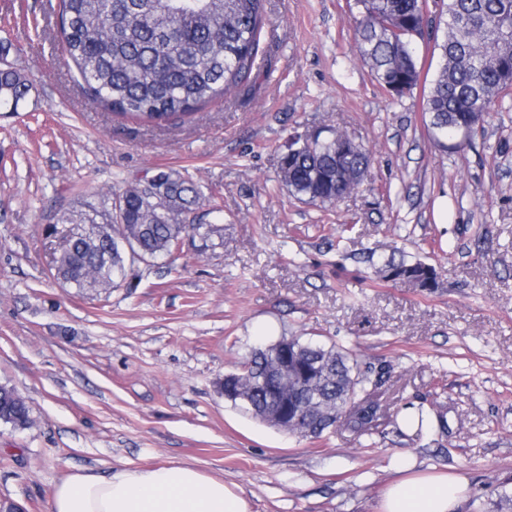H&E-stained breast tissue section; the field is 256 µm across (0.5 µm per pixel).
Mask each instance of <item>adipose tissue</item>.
Returning <instances> with one entry per match:
<instances>
[{
    "label": "adipose tissue",
    "instance_id": "adipose-tissue-1",
    "mask_svg": "<svg viewBox=\"0 0 512 512\" xmlns=\"http://www.w3.org/2000/svg\"><path fill=\"white\" fill-rule=\"evenodd\" d=\"M377 512H456L466 499V476L417 469L408 456L394 465ZM48 512H250L248 501L223 477L184 463L89 470L65 476L54 487Z\"/></svg>",
    "mask_w": 512,
    "mask_h": 512
}]
</instances>
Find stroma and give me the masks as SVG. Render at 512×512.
I'll return each instance as SVG.
<instances>
[{
	"mask_svg": "<svg viewBox=\"0 0 512 512\" xmlns=\"http://www.w3.org/2000/svg\"><path fill=\"white\" fill-rule=\"evenodd\" d=\"M0 67L32 88L0 112V385L34 420L0 424V501L48 512L67 474L191 464L241 490L251 512H375L411 454L458 470L457 512L512 489V94L462 141L423 100L447 21L426 0L421 81L394 97L356 55L354 0H265L249 79L191 120L145 124L92 102L61 51L58 0H0ZM337 128L372 166L333 204L288 192L296 135ZM177 171L211 197L209 248L134 263L106 292L57 280L53 257L112 191ZM435 267L433 288L383 278L388 261ZM299 336L388 367L375 421L288 436L218 389L252 350ZM422 412V426L404 423Z\"/></svg>",
	"mask_w": 512,
	"mask_h": 512,
	"instance_id": "35a3bbf8",
	"label": "stroma"
}]
</instances>
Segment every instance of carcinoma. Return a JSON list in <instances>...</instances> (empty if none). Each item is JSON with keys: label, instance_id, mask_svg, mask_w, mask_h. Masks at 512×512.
Masks as SVG:
<instances>
[{"label": "carcinoma", "instance_id": "1", "mask_svg": "<svg viewBox=\"0 0 512 512\" xmlns=\"http://www.w3.org/2000/svg\"><path fill=\"white\" fill-rule=\"evenodd\" d=\"M358 57L393 96L412 91L419 79L414 42L424 37V0H356ZM264 0H59L63 50L84 93L120 117L154 123L190 119L207 103L240 86L252 72L264 25ZM441 64L425 103L430 125L444 135L471 129L490 104L512 88V0H448ZM29 93L23 73L0 68V108L18 111ZM369 152L331 130L283 154L280 180L310 202L331 203L349 191L348 174L364 175ZM206 202L201 185L178 172L161 171L151 183L112 193V232L134 237L146 258L178 259L188 235L209 240L212 230L188 216ZM428 265L388 262L394 272L420 285ZM127 259L103 237L83 239L61 255L56 276L79 289L117 288ZM298 390L299 421L272 423L265 407L272 392L260 379L279 355L259 349L242 362L236 384L244 412L302 439H318L344 421L366 429L377 417L370 390L385 382L360 368L352 353L335 344L288 337ZM29 420L16 392L0 386V424Z\"/></svg>", "mask_w": 512, "mask_h": 512}]
</instances>
